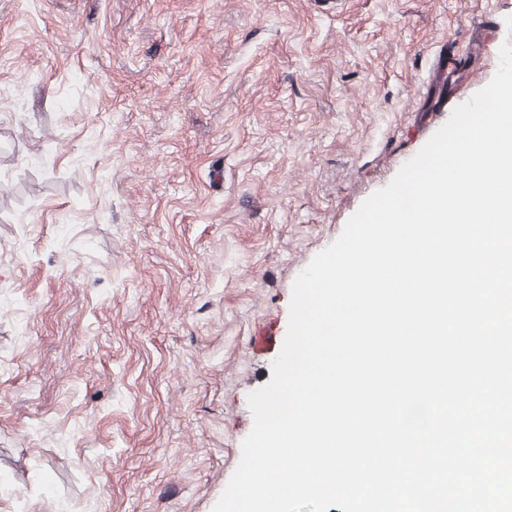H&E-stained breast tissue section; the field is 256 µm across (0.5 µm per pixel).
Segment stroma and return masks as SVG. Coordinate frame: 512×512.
I'll return each mask as SVG.
<instances>
[{"label":"stroma","instance_id":"obj_1","mask_svg":"<svg viewBox=\"0 0 512 512\" xmlns=\"http://www.w3.org/2000/svg\"><path fill=\"white\" fill-rule=\"evenodd\" d=\"M509 39L512 0H0V512H212L295 279ZM479 59L476 49L473 45H468L465 51H447L440 50L436 55L432 65V69L428 78L429 88H439L444 86L446 80L458 72L460 69L466 68Z\"/></svg>","mask_w":512,"mask_h":512}]
</instances>
